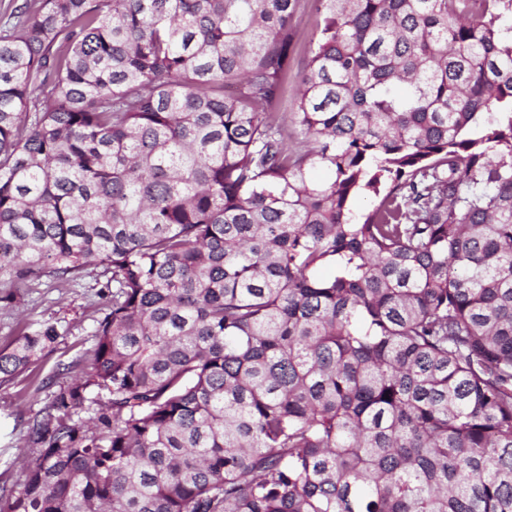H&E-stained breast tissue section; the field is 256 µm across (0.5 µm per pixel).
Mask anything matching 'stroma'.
<instances>
[{
    "label": "stroma",
    "instance_id": "stroma-1",
    "mask_svg": "<svg viewBox=\"0 0 512 512\" xmlns=\"http://www.w3.org/2000/svg\"><path fill=\"white\" fill-rule=\"evenodd\" d=\"M322 19L318 0H298L293 15L297 32L291 54L294 71L306 65ZM98 290L91 272L67 284L45 276L19 289L16 304L0 309V350L43 323L55 325L60 333L35 366L0 383V489H19L26 480L27 466L38 454L26 443V423L49 404L60 385L73 379L72 374H59V365L73 363L81 372L89 365L92 331L101 316Z\"/></svg>",
    "mask_w": 512,
    "mask_h": 512
}]
</instances>
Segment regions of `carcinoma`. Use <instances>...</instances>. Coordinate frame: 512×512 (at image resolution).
Listing matches in <instances>:
<instances>
[{"mask_svg": "<svg viewBox=\"0 0 512 512\" xmlns=\"http://www.w3.org/2000/svg\"><path fill=\"white\" fill-rule=\"evenodd\" d=\"M320 2L295 149L298 0L9 14L0 304L104 316L0 512H512V0ZM296 87V79L294 77L289 79L288 86L285 88L283 98L279 106V112H282L283 115L288 119V142L290 145H295V143L302 137L301 135H298L294 124L292 123V112H294L293 100Z\"/></svg>", "mask_w": 512, "mask_h": 512, "instance_id": "obj_1", "label": "carcinoma"}]
</instances>
